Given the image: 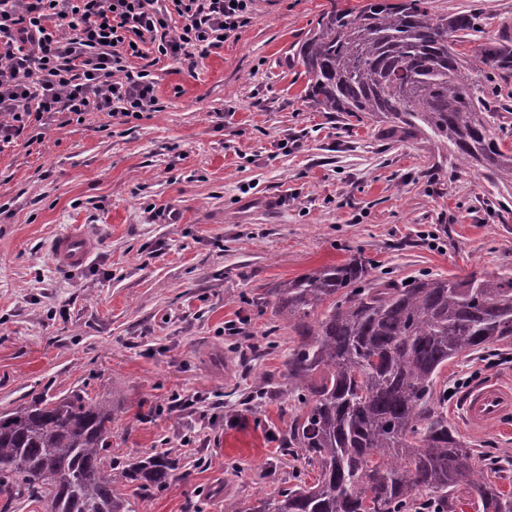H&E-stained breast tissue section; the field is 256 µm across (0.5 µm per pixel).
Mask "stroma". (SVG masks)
Masks as SVG:
<instances>
[{"mask_svg":"<svg viewBox=\"0 0 512 512\" xmlns=\"http://www.w3.org/2000/svg\"><path fill=\"white\" fill-rule=\"evenodd\" d=\"M329 6L254 0L246 27L188 62L146 44L128 66L150 72L155 110L92 109L0 145V412L79 390L113 400V455L175 463L136 512H224L308 476L282 444L294 338L268 345L274 316L254 296L355 253L399 282L512 277V187L437 140L304 102L292 54ZM431 6L477 8L486 36L512 35V0ZM73 227L94 249L64 268L51 242ZM472 373L512 385V364L475 355L437 386ZM444 412L468 447L506 458L512 489V421L475 433L459 399Z\"/></svg>","mask_w":512,"mask_h":512,"instance_id":"stroma-1","label":"stroma"}]
</instances>
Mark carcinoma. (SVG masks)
Here are the masks:
<instances>
[{"label": "carcinoma", "mask_w": 512, "mask_h": 512, "mask_svg": "<svg viewBox=\"0 0 512 512\" xmlns=\"http://www.w3.org/2000/svg\"><path fill=\"white\" fill-rule=\"evenodd\" d=\"M472 9L436 14L430 0H331L296 50L304 102L364 114L401 138L431 137L469 167L512 181V153L493 133L487 96L512 76V37L457 50L481 32ZM354 257L271 288L272 305L299 340L284 363L300 404L284 437L316 472L224 512H512L495 467L448 425L437 378L448 361L512 344V278L472 273L373 282ZM274 298L270 302L267 297ZM117 411L74 392L0 413V495L46 489V512H135L123 485L162 487L173 463L112 457Z\"/></svg>", "instance_id": "cac0c4a2"}]
</instances>
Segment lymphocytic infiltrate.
<instances>
[{"mask_svg": "<svg viewBox=\"0 0 512 512\" xmlns=\"http://www.w3.org/2000/svg\"><path fill=\"white\" fill-rule=\"evenodd\" d=\"M253 0H0V142L89 106L124 119L155 107L148 71L124 57L155 40L180 59L246 26ZM183 24L171 29L172 17Z\"/></svg>", "mask_w": 512, "mask_h": 512, "instance_id": "obj_1", "label": "lymphocytic infiltrate"}]
</instances>
